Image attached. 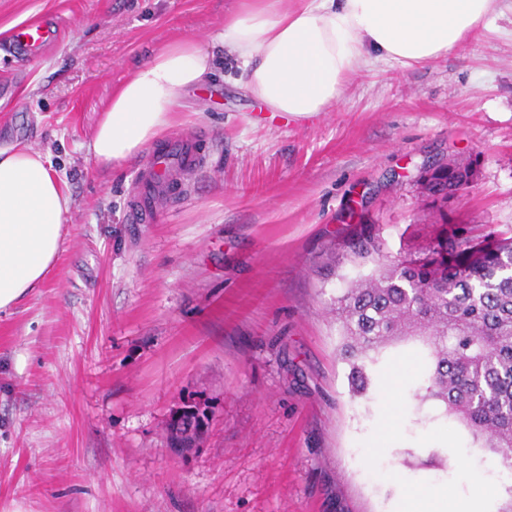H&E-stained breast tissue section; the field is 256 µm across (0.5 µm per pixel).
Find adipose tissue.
I'll list each match as a JSON object with an SVG mask.
<instances>
[{
    "mask_svg": "<svg viewBox=\"0 0 512 512\" xmlns=\"http://www.w3.org/2000/svg\"><path fill=\"white\" fill-rule=\"evenodd\" d=\"M497 0H239L209 39L183 38L152 54L122 82L88 150L108 167L142 153L174 121L185 94L213 79L218 50L233 54L238 81L269 111L306 118L328 111L345 80L377 63L423 64L490 24ZM71 207L47 156L0 149V312L42 284ZM396 512H482V497L449 506L421 487Z\"/></svg>",
    "mask_w": 512,
    "mask_h": 512,
    "instance_id": "ef3b65f1",
    "label": "adipose tissue"
}]
</instances>
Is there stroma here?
<instances>
[{"instance_id":"1","label":"stroma","mask_w":512,"mask_h":512,"mask_svg":"<svg viewBox=\"0 0 512 512\" xmlns=\"http://www.w3.org/2000/svg\"><path fill=\"white\" fill-rule=\"evenodd\" d=\"M236 5L0 0V147L49 155L72 200L48 278L0 313V512H392L405 481L501 512L498 458L416 397L420 344L382 352L352 395L332 309L361 270L333 257L357 213L398 252L432 221L421 172L451 159L478 168L451 223L512 229V0L446 55L359 71L312 119L265 117L225 56L163 132L194 138L200 166L154 223H128L146 157L97 167L102 113L149 55ZM46 16L59 42L11 54ZM186 402L212 419L174 456Z\"/></svg>"}]
</instances>
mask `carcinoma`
Masks as SVG:
<instances>
[{
    "mask_svg": "<svg viewBox=\"0 0 512 512\" xmlns=\"http://www.w3.org/2000/svg\"><path fill=\"white\" fill-rule=\"evenodd\" d=\"M469 164L454 160L421 176L438 225L428 243L392 254L374 224H357L336 259L371 272L336 297L340 356L355 394L387 347L420 340L428 361L417 397L465 424L512 472V236L472 235L449 225L448 194Z\"/></svg>",
    "mask_w": 512,
    "mask_h": 512,
    "instance_id": "obj_1",
    "label": "carcinoma"
}]
</instances>
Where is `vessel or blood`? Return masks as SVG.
I'll list each match as a JSON object with an SVG mask.
<instances>
[{
    "mask_svg": "<svg viewBox=\"0 0 512 512\" xmlns=\"http://www.w3.org/2000/svg\"><path fill=\"white\" fill-rule=\"evenodd\" d=\"M59 32V25L54 19L43 18L14 31L11 46L18 56L32 59L55 44ZM198 165L199 156L191 140L175 137L166 140L163 148L154 151L137 173L136 187L127 203L131 222L153 221L152 199L159 185L171 180L173 175Z\"/></svg>",
    "mask_w": 512,
    "mask_h": 512,
    "instance_id": "1",
    "label": "vessel or blood"
}]
</instances>
